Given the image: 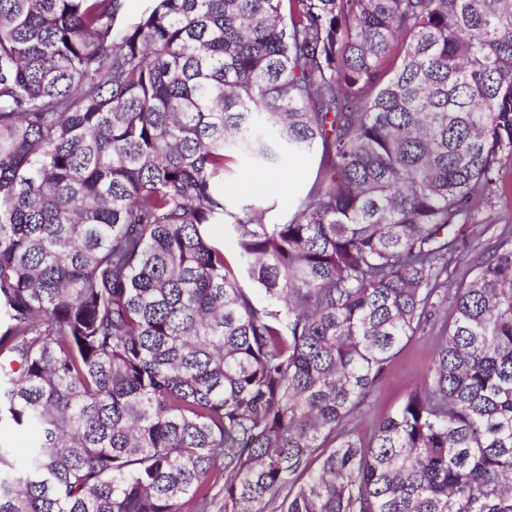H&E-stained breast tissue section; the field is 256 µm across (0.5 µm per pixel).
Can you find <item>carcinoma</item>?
Segmentation results:
<instances>
[{
  "mask_svg": "<svg viewBox=\"0 0 512 512\" xmlns=\"http://www.w3.org/2000/svg\"><path fill=\"white\" fill-rule=\"evenodd\" d=\"M125 5L0 0V512H512V236L446 278L512 223V0ZM316 149L282 223L227 210ZM464 233L469 244L480 243L482 249L496 244L502 233L512 235V224H468ZM477 254L470 248L462 250L457 258L448 265V282L460 283L469 281L473 276L472 266ZM439 328L427 330L412 337L391 362L377 390L368 399L357 421V430L368 436L374 427L399 404L416 386L423 383L433 358Z\"/></svg>",
  "mask_w": 512,
  "mask_h": 512,
  "instance_id": "cac0c4a2",
  "label": "carcinoma"
}]
</instances>
